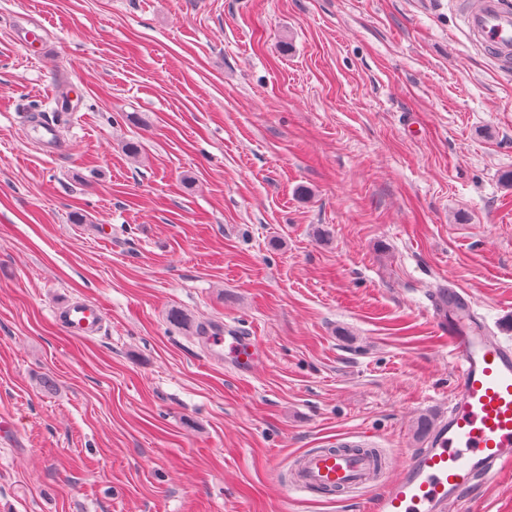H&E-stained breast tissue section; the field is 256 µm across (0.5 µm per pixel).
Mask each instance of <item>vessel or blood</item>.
<instances>
[{"label":"vessel or blood","mask_w":512,"mask_h":512,"mask_svg":"<svg viewBox=\"0 0 512 512\" xmlns=\"http://www.w3.org/2000/svg\"><path fill=\"white\" fill-rule=\"evenodd\" d=\"M466 31L502 61L512 59V6L506 0H477L463 15ZM21 41L35 56L47 50L37 24L18 23ZM31 142L57 154L64 150L58 129L50 123L31 124ZM477 302L456 284L436 289L428 314L447 335L457 379L447 417L424 443L409 453L396 477L376 496L372 512H458L466 491L493 480L512 465V344L504 342L476 313ZM106 319L95 302L68 303L57 313L61 328L72 336L94 334ZM212 347L222 349L233 368L251 372L257 363L251 337L232 327L207 332ZM337 451L302 454L285 494L336 488L365 495L383 475L374 455L351 451L350 440H337Z\"/></svg>","instance_id":"b4317fda"}]
</instances>
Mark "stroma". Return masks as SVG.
Returning a JSON list of instances; mask_svg holds the SVG:
<instances>
[{
  "label": "stroma",
  "instance_id": "1",
  "mask_svg": "<svg viewBox=\"0 0 512 512\" xmlns=\"http://www.w3.org/2000/svg\"><path fill=\"white\" fill-rule=\"evenodd\" d=\"M507 171L512 62L460 0H0V512H365L283 486L344 434L395 477L447 409L432 290L512 343ZM73 298L98 333L56 324ZM468 500L512 512V468ZM21 20L22 21L18 22V31L21 41L27 48L33 51L35 56L40 57L44 55L48 45L45 36L38 33L39 30H44L43 27L30 22L25 17H21ZM26 138L45 148L50 154L60 153L65 148L57 127L51 123L31 124L27 129ZM61 328L72 336L94 334L106 319L104 308L96 302L72 301L57 312ZM230 326L210 328L204 336L213 349L231 360L232 367L240 374H248L257 363L256 344L250 336H242Z\"/></svg>",
  "mask_w": 512,
  "mask_h": 512
}]
</instances>
